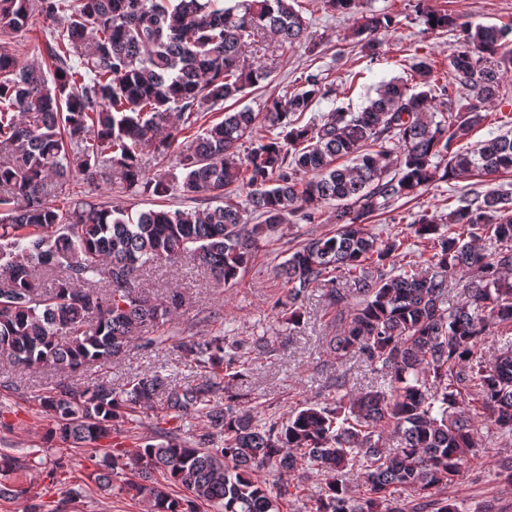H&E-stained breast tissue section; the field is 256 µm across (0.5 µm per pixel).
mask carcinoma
I'll use <instances>...</instances> for the list:
<instances>
[{
	"mask_svg": "<svg viewBox=\"0 0 512 512\" xmlns=\"http://www.w3.org/2000/svg\"><path fill=\"white\" fill-rule=\"evenodd\" d=\"M310 5L361 15L356 45L372 61L380 35L409 19L375 12L367 0ZM302 9L300 0H0L1 33L23 29L35 11L53 23L44 32L47 69L19 64L0 43V359L61 375L39 398L48 441L96 444L159 396L174 418L204 422L189 438L88 456L92 482L103 488L122 478L120 490L149 512H281L291 499L303 512H457L437 490L468 467L479 422L512 442V350L490 360L480 349L512 333V197L493 187L512 172V136L457 146L500 97L502 71L512 67V23L474 28L420 0L416 20L459 35L448 71L423 56L408 78L382 82L361 110L337 108L320 122H303L313 102L336 95L320 70L301 72L299 89L270 99L262 113L224 110L268 78L250 62L262 34L282 50L307 41ZM437 98L448 100L439 121ZM216 109L221 121L180 140ZM164 122L172 132L163 136ZM147 148L172 154L181 180L145 179ZM75 172L157 197L178 189L218 199L233 186L245 198L135 216L82 199L47 205ZM470 176L488 188L448 196V233L433 213L414 221L431 252L425 266L397 261L404 242L368 228L389 202ZM326 204L336 206L335 233L300 244L279 267L288 322L300 324L308 289H326V309L343 323L330 340L336 363L359 358L382 375L378 389L354 396L338 377L333 402L306 401L263 420L231 395L217 400L245 365L244 343L221 334L178 343L204 372L194 385L157 370L121 387L68 382L86 367L112 364L135 340L167 342L141 327L169 318L182 295L152 299L135 285L140 270L188 256L229 283L260 239L296 218L319 223ZM248 214L259 223H247ZM44 272L53 277L49 288ZM451 272L463 276L456 303ZM37 455L0 449V499L27 494L17 482ZM260 470L275 480L255 477ZM313 475L320 486L309 493Z\"/></svg>",
	"mask_w": 512,
	"mask_h": 512,
	"instance_id": "carcinoma-1",
	"label": "carcinoma"
}]
</instances>
